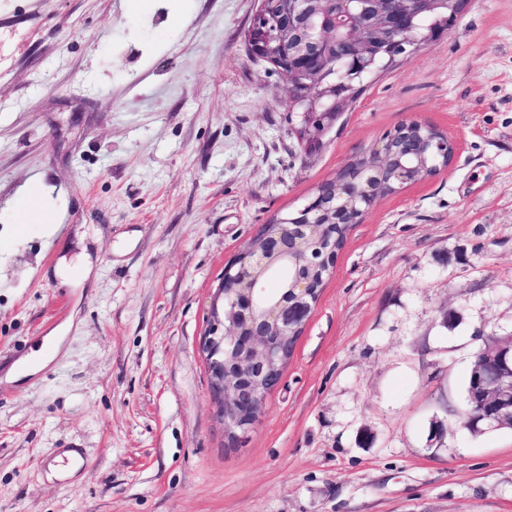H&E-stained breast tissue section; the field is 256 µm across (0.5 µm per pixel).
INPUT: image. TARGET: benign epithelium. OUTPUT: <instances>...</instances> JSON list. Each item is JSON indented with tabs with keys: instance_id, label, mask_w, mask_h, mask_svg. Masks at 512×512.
<instances>
[{
	"instance_id": "1",
	"label": "benign epithelium",
	"mask_w": 512,
	"mask_h": 512,
	"mask_svg": "<svg viewBox=\"0 0 512 512\" xmlns=\"http://www.w3.org/2000/svg\"><path fill=\"white\" fill-rule=\"evenodd\" d=\"M258 0L245 39L248 54L278 71L288 85L291 106L300 112L299 131L308 145L340 118L348 95L331 79L341 65L367 75L383 59L393 62L414 51L420 39L415 20L447 5L445 0ZM414 121L401 123L387 141L371 148L362 169L352 165L322 182L316 199L293 218L276 219V231L262 228L249 247L225 268L215 296L211 324L201 344L224 433L231 443L248 432L264 412L271 382L288 347L318 298L314 281L296 275L286 295L261 302L263 278L277 262L305 261L308 248L321 245L336 263V225L359 224L370 204L392 194L384 177L403 151L415 153L408 135ZM473 354L466 426L473 433L512 428V336H490Z\"/></svg>"
}]
</instances>
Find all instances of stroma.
I'll return each mask as SVG.
<instances>
[{"label": "stroma", "instance_id": "stroma-1", "mask_svg": "<svg viewBox=\"0 0 512 512\" xmlns=\"http://www.w3.org/2000/svg\"><path fill=\"white\" fill-rule=\"evenodd\" d=\"M258 0H11L0 65V512H512L465 383L512 334V0L368 78L308 152ZM408 120L447 168L351 225L259 423L200 348L224 269ZM35 191L38 210L17 207ZM37 375L3 377L58 332Z\"/></svg>", "mask_w": 512, "mask_h": 512}]
</instances>
